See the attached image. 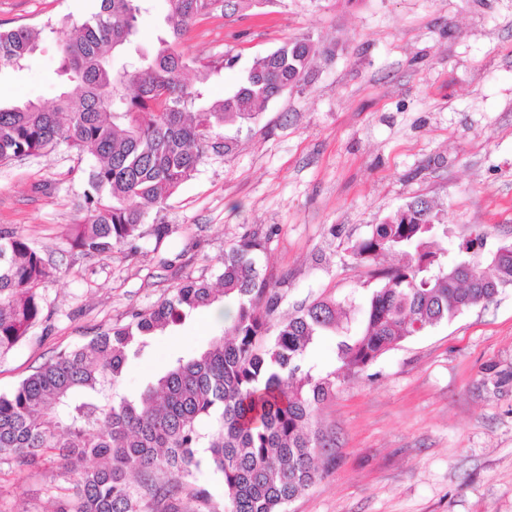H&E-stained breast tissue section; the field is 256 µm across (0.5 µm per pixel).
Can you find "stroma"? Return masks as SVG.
Wrapping results in <instances>:
<instances>
[{
    "instance_id": "35a3bbf8",
    "label": "stroma",
    "mask_w": 512,
    "mask_h": 512,
    "mask_svg": "<svg viewBox=\"0 0 512 512\" xmlns=\"http://www.w3.org/2000/svg\"><path fill=\"white\" fill-rule=\"evenodd\" d=\"M99 0H0V29L83 17ZM311 36L307 83L251 124L228 127V155H209L145 233L111 256L72 249L67 229L86 161L59 147L0 164V231L29 238L50 274L41 320L0 358V392L56 352L151 308L186 279L216 284L225 248L268 237L279 318L317 298L363 303L376 282L349 242L413 197L433 199L459 237L484 228L512 240V0H262L198 18L179 45L190 58L239 55L208 94L236 88L253 57ZM60 52L41 38L28 67L0 72V100L52 105ZM200 309L157 337L118 386L136 394L168 359L220 334ZM316 426L333 443L329 471L288 512H512V288L339 378ZM54 466L0 460V512H52Z\"/></svg>"
}]
</instances>
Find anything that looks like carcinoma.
<instances>
[{
  "mask_svg": "<svg viewBox=\"0 0 512 512\" xmlns=\"http://www.w3.org/2000/svg\"><path fill=\"white\" fill-rule=\"evenodd\" d=\"M167 28L138 65L127 54L146 0H101L86 17L49 26L70 89L46 107L0 103V162L63 145L89 165L72 246L109 256L143 237L209 154L232 153L225 123H251L272 100L303 86L316 49L306 36L252 59L237 88L208 98L206 81L234 68L239 55L187 58L177 46L197 17L227 8L221 0H167ZM40 31L0 30V71L33 59ZM440 210L423 195L349 245L360 265L398 252L403 263L376 268L360 325L334 300L299 308L270 334L282 296L261 258L269 238L245 233L224 251L221 288L187 280L150 309L62 350L8 394H0V460L36 468L53 462L67 479L52 486L54 512H187L189 498L211 508L207 487L192 482L207 468L222 476L225 512H287L323 477L331 461L316 412L336 379L367 371L404 340L448 323L512 287V242L487 247L489 234L450 242ZM46 263L28 238L0 232V356L39 321ZM234 313L224 332L196 354L166 362L134 395L112 387L153 339L219 301ZM336 336L339 366L304 365L315 339ZM169 478L162 480L159 474ZM151 506L143 507L142 495Z\"/></svg>",
  "mask_w": 512,
  "mask_h": 512,
  "instance_id": "cac0c4a2",
  "label": "carcinoma"
}]
</instances>
